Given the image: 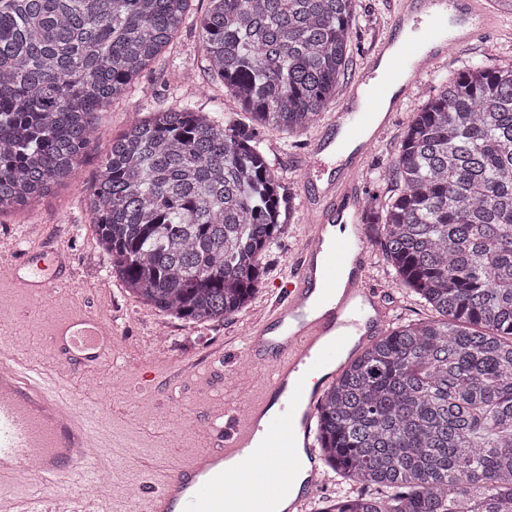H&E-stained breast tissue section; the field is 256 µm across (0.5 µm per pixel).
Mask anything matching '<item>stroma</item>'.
Segmentation results:
<instances>
[{
	"label": "stroma",
	"instance_id": "obj_1",
	"mask_svg": "<svg viewBox=\"0 0 512 512\" xmlns=\"http://www.w3.org/2000/svg\"><path fill=\"white\" fill-rule=\"evenodd\" d=\"M479 4L491 12L492 27L480 41L440 61L424 72L416 85L407 88L389 130L362 159L357 176V194L362 202L393 190V182L379 179L378 174L397 151L413 112L428 97L437 76L450 74L475 59L512 63V15L495 10L491 0H479ZM207 6V0H192L173 50L161 55L139 78L131 96L101 113L93 143L72 180L32 210L0 218V266L30 248L52 250L70 265V282L53 299L40 334H48L50 320L81 309L98 312L115 326L112 359L101 369L95 395L85 394L78 374L69 376L75 411H84L91 400L99 402L95 420L108 445L90 449L87 461L90 467L112 470V512H133L135 496L154 488L153 474L144 471V463H151L161 474L174 470L179 464L178 449L196 447L202 426L222 432L231 429L236 405L263 391L267 370L248 362L246 337L250 327L281 302L279 284L291 277L296 267L307 237V216L317 203L305 185L306 169L316 139L329 135L334 115L333 110H326L320 121L303 133H262L278 178L295 194L298 209L278 246L265 257L266 274L259 289L238 313L221 322L193 324L129 295L119 282L100 288L109 260L99 246L84 195L99 175L113 139L130 118H145L192 98L204 112L227 113L243 124L249 121L248 114L240 112L233 97L208 73L194 23ZM390 9V0H356L346 82L355 80L376 39L386 31ZM32 224L39 225L38 235H30L28 227ZM366 239L371 280L379 287L391 319L405 322L431 317L429 308L395 283L378 229L369 228ZM26 305V300L0 277V320L7 324L11 342L28 349L35 363L58 368L51 346L34 343L21 326L20 314ZM150 371L160 379L180 373L181 382L173 390L162 389L146 380Z\"/></svg>",
	"mask_w": 512,
	"mask_h": 512
}]
</instances>
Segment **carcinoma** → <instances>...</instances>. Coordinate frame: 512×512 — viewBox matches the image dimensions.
Returning <instances> with one entry per match:
<instances>
[{
	"mask_svg": "<svg viewBox=\"0 0 512 512\" xmlns=\"http://www.w3.org/2000/svg\"><path fill=\"white\" fill-rule=\"evenodd\" d=\"M190 0H0V217L72 179L99 113L170 49ZM354 0H209L212 79L254 125L192 103L112 140L86 207L126 292L192 323L251 301L296 208L259 128L303 133L336 100ZM413 112L368 202L396 284L436 317L345 354L314 512H512V64L471 60Z\"/></svg>",
	"mask_w": 512,
	"mask_h": 512,
	"instance_id": "1",
	"label": "carcinoma"
}]
</instances>
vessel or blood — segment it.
<instances>
[{
	"label": "vessel or blood",
	"instance_id": "1",
	"mask_svg": "<svg viewBox=\"0 0 512 512\" xmlns=\"http://www.w3.org/2000/svg\"><path fill=\"white\" fill-rule=\"evenodd\" d=\"M392 3L387 34L377 39L359 85L345 93L337 113L347 143L355 147L346 181L336 182L333 160L318 157L309 167L325 182L319 194L324 216L344 213L356 202V175L374 143L366 131L384 107L387 88L412 82L422 69L479 39L490 27L474 0ZM408 21L414 24V36L396 42V33ZM323 218L308 227L286 298L246 338L249 360L270 371L269 387L247 401L230 439L205 434L202 448L190 451L157 490L141 497L137 512H266L276 500L286 499L288 480L302 467L307 470L305 489L286 499L283 512H308L322 480L313 428L320 390L308 379L335 364L346 340L368 341L387 322L379 292L368 281L365 238L357 234L326 241ZM8 276L36 300L68 278L66 270L33 252L9 268ZM345 278L350 288L337 293V282ZM111 334L103 317L84 311L55 320L51 346L90 376L111 358ZM73 404L58 375L0 342V485L31 471L42 484L59 489L51 498L0 495V512H108V499L98 490L81 496L63 490L70 481L86 478L85 449L102 445L93 420L74 411Z\"/></svg>",
	"mask_w": 512,
	"mask_h": 512
}]
</instances>
